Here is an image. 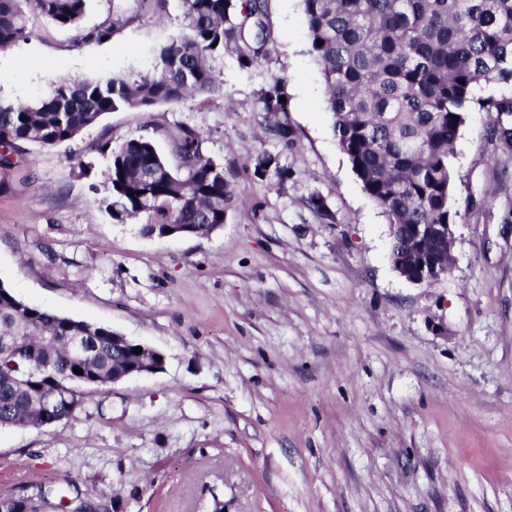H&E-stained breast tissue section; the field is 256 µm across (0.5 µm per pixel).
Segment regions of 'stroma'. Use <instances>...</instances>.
I'll use <instances>...</instances> for the list:
<instances>
[{"label": "stroma", "mask_w": 512, "mask_h": 512, "mask_svg": "<svg viewBox=\"0 0 512 512\" xmlns=\"http://www.w3.org/2000/svg\"><path fill=\"white\" fill-rule=\"evenodd\" d=\"M258 65L213 59L221 95L111 112L73 142L0 167V284L112 328L162 370L89 391L75 420L0 428V492L54 489L94 512H512V148L467 113L457 142L453 271L402 278L389 220L336 144L302 0H266ZM183 0H91L74 32L27 4L0 50V98L64 76L152 72L185 32ZM282 79L294 132L265 137ZM223 158L235 198L204 237H146L101 206L92 144L143 135L170 164L181 127ZM288 170L255 176L258 153ZM321 194L335 216L307 206ZM282 80L276 79L267 88L263 89L260 94V103L263 112L268 115L277 117L279 114L288 112V101L281 102V97H284L280 85Z\"/></svg>", "instance_id": "35a3bbf8"}]
</instances>
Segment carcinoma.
I'll return each instance as SVG.
<instances>
[{
    "instance_id": "obj_1",
    "label": "carcinoma",
    "mask_w": 512,
    "mask_h": 512,
    "mask_svg": "<svg viewBox=\"0 0 512 512\" xmlns=\"http://www.w3.org/2000/svg\"><path fill=\"white\" fill-rule=\"evenodd\" d=\"M34 2L53 23L76 32L77 40H104L112 27L82 28L91 0H0V49L26 40L23 4ZM310 52L321 67L332 126L362 190L391 224V259L412 275L416 229L454 224L456 146L466 114L512 113V94L476 95L481 85L512 88V0H303ZM187 33L159 46L149 74L133 79L114 73L63 78L50 94L31 102L0 100V166L31 142L57 147L76 140L109 112L148 109L222 91L209 60L241 42L242 66L265 54V0H184ZM281 79L260 94L262 111L288 112ZM265 135L288 142L293 131L276 119ZM180 168L169 166L148 138L132 136L95 151L109 158L102 199L112 221L142 219L152 236L168 224H189L207 236L224 224L232 198L224 160L208 153L203 136L180 128L174 141ZM254 174L281 187L288 170L278 157L260 153ZM309 207L322 223H334L324 198ZM18 342L27 359L5 352L3 340ZM136 343L112 341V329L85 320L22 306L0 284V426L39 429L40 399L58 396L59 422L76 418L86 390L112 383V374L139 362ZM46 367L28 386L16 378L30 364ZM78 367L83 373L76 374ZM54 491L17 492L0 501V512H87L88 505Z\"/></svg>"
}]
</instances>
